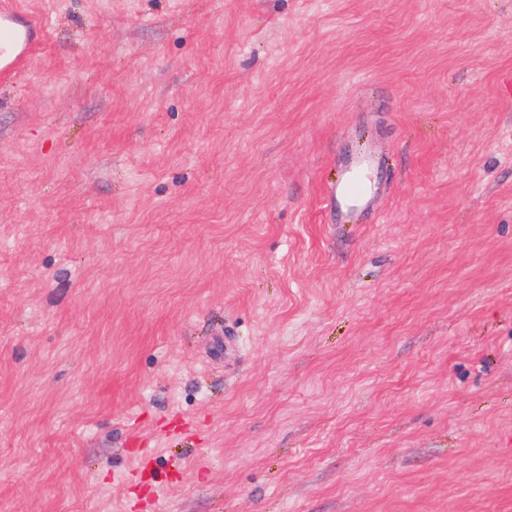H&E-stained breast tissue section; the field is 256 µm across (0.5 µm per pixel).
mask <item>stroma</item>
Instances as JSON below:
<instances>
[{
    "label": "stroma",
    "instance_id": "1",
    "mask_svg": "<svg viewBox=\"0 0 512 512\" xmlns=\"http://www.w3.org/2000/svg\"><path fill=\"white\" fill-rule=\"evenodd\" d=\"M16 3L0 512H512V0ZM43 25L39 18L20 13L11 1L0 6V81L28 69ZM374 166V161L364 160L336 181L334 201L340 213L370 197L374 183L371 180Z\"/></svg>",
    "mask_w": 512,
    "mask_h": 512
}]
</instances>
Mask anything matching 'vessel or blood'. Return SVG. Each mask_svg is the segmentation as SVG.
<instances>
[{
  "label": "vessel or blood",
  "mask_w": 512,
  "mask_h": 512,
  "mask_svg": "<svg viewBox=\"0 0 512 512\" xmlns=\"http://www.w3.org/2000/svg\"><path fill=\"white\" fill-rule=\"evenodd\" d=\"M42 31L39 18L20 13L12 0H0V81L31 66ZM374 166V161H362L337 180L334 201L338 211H347L370 197Z\"/></svg>",
  "instance_id": "vessel-or-blood-1"
}]
</instances>
